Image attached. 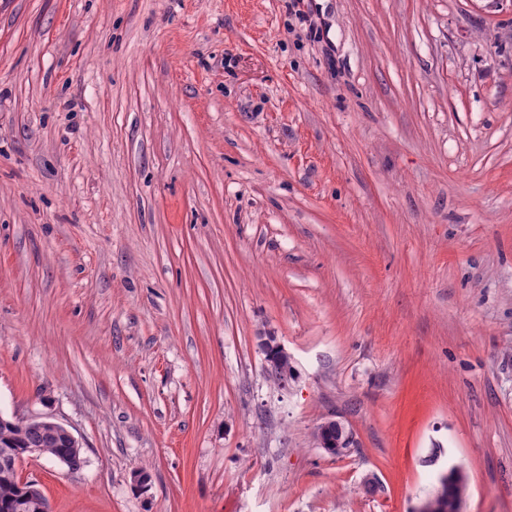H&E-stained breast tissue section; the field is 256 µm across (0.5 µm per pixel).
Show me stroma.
<instances>
[{"instance_id": "1", "label": "stroma", "mask_w": 512, "mask_h": 512, "mask_svg": "<svg viewBox=\"0 0 512 512\" xmlns=\"http://www.w3.org/2000/svg\"><path fill=\"white\" fill-rule=\"evenodd\" d=\"M0 414L49 512H512V0H0ZM16 421H20L21 425L24 427V432H27L25 437V441L27 444H24V440L20 438L21 430L20 428L15 426H10L7 424H0V442L4 443L5 439H10L15 442V450H20L24 452L26 448V456L33 457L35 454H42L44 452L43 447V438L47 433L48 429H51V435L53 438H63L66 447L62 448V443L49 444L46 446L47 454L55 457L61 452L65 451L66 448H82L78 439L63 425L50 421L44 417H30V418H14ZM459 470H453L450 478L447 476L448 480V490L441 485L440 491L431 499L426 501L420 507L415 509V512H459L458 503L462 498H456L453 495L448 496V491L450 493L455 492L456 489V479L455 475Z\"/></svg>"}]
</instances>
